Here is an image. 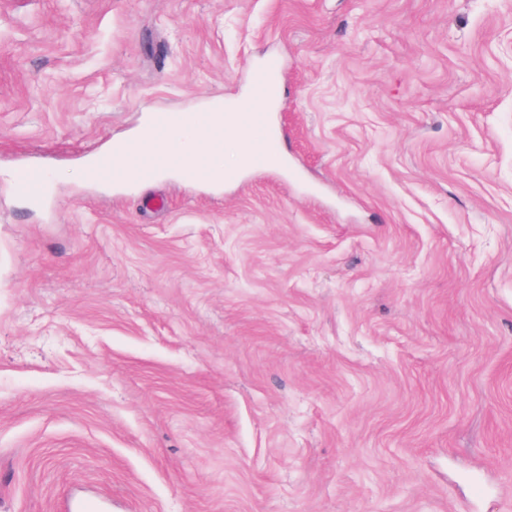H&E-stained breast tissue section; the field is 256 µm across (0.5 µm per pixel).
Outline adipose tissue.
<instances>
[{
  "mask_svg": "<svg viewBox=\"0 0 512 512\" xmlns=\"http://www.w3.org/2000/svg\"><path fill=\"white\" fill-rule=\"evenodd\" d=\"M222 113L221 121H204L195 126L179 123L166 133L151 141L140 142L142 152L166 157L170 166L187 168L194 164H206L217 173H224V153L221 144L233 145L236 157H243L249 149L252 139L249 132L240 130L236 124L227 121L226 113L251 112L255 109L253 101L244 99L228 103L219 102L214 106Z\"/></svg>",
  "mask_w": 512,
  "mask_h": 512,
  "instance_id": "ef3b65f1",
  "label": "adipose tissue"
}]
</instances>
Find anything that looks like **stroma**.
<instances>
[{"label": "stroma", "mask_w": 512, "mask_h": 512, "mask_svg": "<svg viewBox=\"0 0 512 512\" xmlns=\"http://www.w3.org/2000/svg\"><path fill=\"white\" fill-rule=\"evenodd\" d=\"M272 55L282 167L87 177ZM85 497L512 512V0H0V512ZM47 183V170L38 165H28L16 176L13 191L19 197L37 201L43 197Z\"/></svg>", "instance_id": "35a3bbf8"}]
</instances>
